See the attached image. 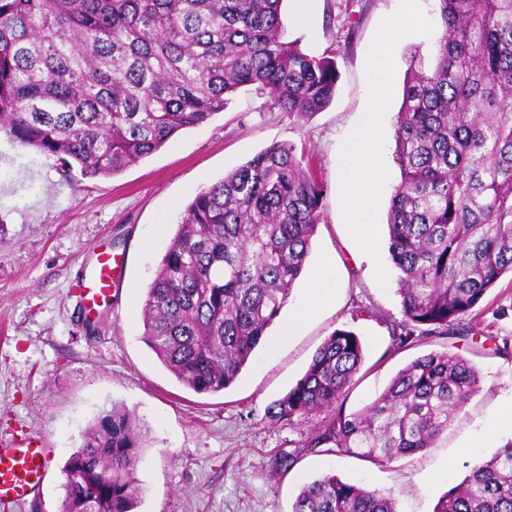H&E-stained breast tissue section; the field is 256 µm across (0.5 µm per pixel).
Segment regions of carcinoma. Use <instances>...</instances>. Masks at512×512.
I'll return each instance as SVG.
<instances>
[{"instance_id":"cac0c4a2","label":"carcinoma","mask_w":512,"mask_h":512,"mask_svg":"<svg viewBox=\"0 0 512 512\" xmlns=\"http://www.w3.org/2000/svg\"><path fill=\"white\" fill-rule=\"evenodd\" d=\"M436 56H411L396 117L401 181L386 214L405 345L465 337V317L512 273V0H435ZM282 0H0V130L23 148L110 177L254 86L310 117L332 101L334 61L285 39ZM311 162L274 143L188 203L147 288L142 339L197 394L239 377L288 301L320 223ZM364 360L337 329L268 408L316 428L278 465L336 452L385 465L432 447L481 387L446 348L419 356L364 408L344 402ZM136 417L114 406L63 468L61 512H134ZM291 512H396L395 498L327 472ZM433 512H512V440L475 456Z\"/></svg>"}]
</instances>
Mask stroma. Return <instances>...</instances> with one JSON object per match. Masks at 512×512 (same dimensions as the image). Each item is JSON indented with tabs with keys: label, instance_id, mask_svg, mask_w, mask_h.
Instances as JSON below:
<instances>
[{
	"label": "stroma",
	"instance_id": "stroma-1",
	"mask_svg": "<svg viewBox=\"0 0 512 512\" xmlns=\"http://www.w3.org/2000/svg\"><path fill=\"white\" fill-rule=\"evenodd\" d=\"M434 8V0H284L287 40L336 64L330 105L302 119L274 107L265 92L243 90L224 112L178 132L113 177L62 171L55 157L0 134V433L28 432L51 450L50 479L19 512H60L64 465L89 425L115 405L134 413L145 437L135 467L136 512H290L300 488L326 472L393 494L397 512H433L474 455H491L512 437V426L501 421L512 408V357L491 350L496 338L512 345L511 275L488 291L467 338L401 346L392 334L401 319L386 228L400 182L395 122L411 55L428 62L435 55L440 28ZM396 23L401 29L389 50L392 78L377 126L384 179L366 248L345 208L341 154L365 125L379 40ZM281 142L311 157L325 187L305 268L237 381L219 393H195L141 340L146 289L195 194ZM96 244L123 256L127 267L92 334L75 293ZM323 265L336 278L335 301L289 331L291 314L307 302L312 274ZM338 328L354 331L364 346L346 412L375 399L417 356L449 347L480 370L481 390L435 447L384 466L317 449L280 471L277 454L291 451L318 420L277 423L268 408Z\"/></svg>",
	"mask_w": 512,
	"mask_h": 512
}]
</instances>
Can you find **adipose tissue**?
<instances>
[{
	"label": "adipose tissue",
	"instance_id": "adipose-tissue-1",
	"mask_svg": "<svg viewBox=\"0 0 512 512\" xmlns=\"http://www.w3.org/2000/svg\"><path fill=\"white\" fill-rule=\"evenodd\" d=\"M375 137L365 130L347 148L346 174L350 189L345 204L355 224L354 231L361 241H368L369 228L375 222L372 199L377 183L372 176L375 164Z\"/></svg>",
	"mask_w": 512,
	"mask_h": 512
}]
</instances>
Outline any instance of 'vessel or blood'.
Segmentation results:
<instances>
[{"mask_svg":"<svg viewBox=\"0 0 512 512\" xmlns=\"http://www.w3.org/2000/svg\"><path fill=\"white\" fill-rule=\"evenodd\" d=\"M123 266L112 254L97 255L77 294L85 311L94 312L111 298L115 276ZM49 454V448L29 434L0 440V512H11L43 486L49 475Z\"/></svg>","mask_w":512,"mask_h":512,"instance_id":"1","label":"vessel or blood"}]
</instances>
